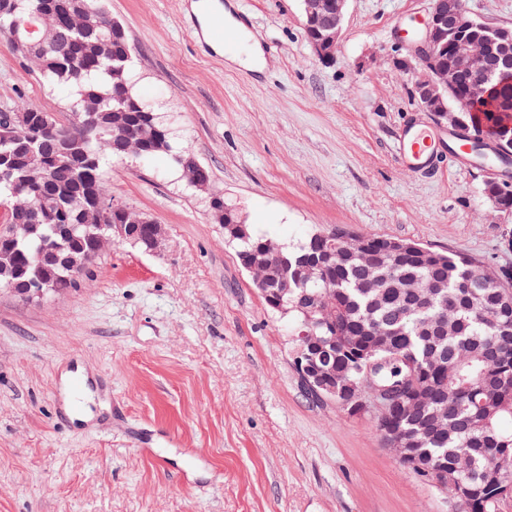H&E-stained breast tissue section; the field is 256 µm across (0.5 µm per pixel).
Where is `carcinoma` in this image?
I'll return each instance as SVG.
<instances>
[{
	"mask_svg": "<svg viewBox=\"0 0 512 512\" xmlns=\"http://www.w3.org/2000/svg\"><path fill=\"white\" fill-rule=\"evenodd\" d=\"M12 10L0 11V30L11 32L15 23L40 8L48 20L60 26L74 14L73 4L93 10L102 8L98 0H13ZM97 29H71L65 43L58 47L44 44L15 47L21 59L32 62L54 89L63 93L74 114L92 109L103 123L112 122V113L124 108L129 99L138 100L132 91L129 73L131 47L126 38L112 42L111 51L99 54L94 43ZM461 94L473 101L483 116L487 130L498 129L501 147L512 148V126L505 122L502 109L512 100V86L492 75L480 89L465 86ZM18 113L32 118L26 136L34 145L44 146L34 163L47 168V180H31L26 164L19 160L11 177L0 180V207L4 222L16 221L9 206L13 195L28 197L42 210L40 236L21 243L14 253L24 276H32L33 260L43 244L61 247L66 253L71 244L54 232L57 224L76 225L75 236L85 249H96V231L89 227L88 211L99 196H110L105 167L117 157L109 137L86 138L79 123H61L40 105L25 102ZM55 126L73 149L71 159L60 163L55 157L48 127ZM167 127L154 118L138 130L145 142L143 159L172 151L171 138L161 140ZM217 223L224 225V241L235 245L241 264H247L252 252L262 243L293 264L309 257L318 248L336 251L321 239L308 236L296 248L278 244L255 234L229 211L211 208ZM408 251L392 264H379L365 275L362 260L354 253L335 256L321 277L295 282L288 279V292L282 300L288 315L301 330L318 337L336 338L338 371L343 380L355 386L364 372L360 368L370 359H386L389 365L382 380L395 384L402 380L399 358L412 357L417 364L416 385L425 395L423 407L401 398L387 424L394 433L408 435L417 443L415 455L426 465L448 473L447 491L457 495L460 486L469 489V497L460 512H498L508 495L500 489L512 479L499 468V460L512 456V335H500L504 325L512 326V268L487 267L472 258L428 249L406 242ZM448 275V287L438 288L423 303L415 296L412 284L430 285ZM79 271L59 268L49 276L53 292L60 293L77 285ZM491 345L501 348L498 363L485 360ZM448 413V429L433 432L434 414Z\"/></svg>",
	"mask_w": 512,
	"mask_h": 512,
	"instance_id": "cac0c4a2",
	"label": "carcinoma"
}]
</instances>
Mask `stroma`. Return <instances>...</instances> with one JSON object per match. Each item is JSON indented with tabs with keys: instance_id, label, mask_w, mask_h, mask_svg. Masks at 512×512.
Instances as JSON below:
<instances>
[{
	"instance_id": "35a3bbf8",
	"label": "stroma",
	"mask_w": 512,
	"mask_h": 512,
	"mask_svg": "<svg viewBox=\"0 0 512 512\" xmlns=\"http://www.w3.org/2000/svg\"><path fill=\"white\" fill-rule=\"evenodd\" d=\"M192 2L104 0L131 44L133 91L174 146L112 160V200L166 238L155 253L111 244L61 293L0 291V512H452L369 418L305 393L293 321L266 306L174 160L190 153L241 221L281 244L341 228L512 266V212L484 195L498 165L398 159L411 118L448 139L398 65L429 0H349L328 63L302 0H220L271 45L258 75L197 49ZM22 99L71 116L0 33V109ZM76 366L103 407L91 423L64 420L61 375Z\"/></svg>"
}]
</instances>
